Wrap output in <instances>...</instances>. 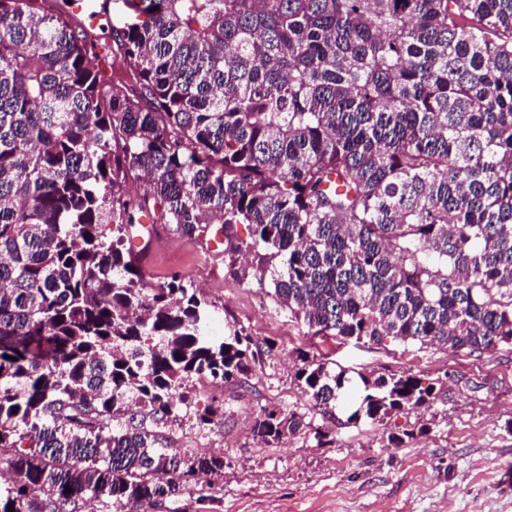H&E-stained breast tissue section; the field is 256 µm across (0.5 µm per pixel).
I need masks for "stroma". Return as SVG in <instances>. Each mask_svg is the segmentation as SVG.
Listing matches in <instances>:
<instances>
[{
	"mask_svg": "<svg viewBox=\"0 0 512 512\" xmlns=\"http://www.w3.org/2000/svg\"><path fill=\"white\" fill-rule=\"evenodd\" d=\"M142 267L145 281L178 275L212 302L209 336L223 338L235 325L275 343L248 382L198 390L201 402L223 409L219 424L183 415L163 428L175 447L224 458L223 475L184 492L179 512H512V481L502 478L512 471L511 345L471 351L390 339L324 342L276 304L270 280H236L223 257L162 224ZM305 351L329 354L354 378L406 373L444 387L430 407L382 423L349 424L341 407L331 419L314 415L333 444L301 435L265 447L252 437L255 418L308 402L296 378ZM394 433L404 435L401 445L390 444Z\"/></svg>",
	"mask_w": 512,
	"mask_h": 512,
	"instance_id": "35a3bbf8",
	"label": "stroma"
}]
</instances>
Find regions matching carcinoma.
I'll return each instance as SVG.
<instances>
[{
	"label": "carcinoma",
	"mask_w": 512,
	"mask_h": 512,
	"mask_svg": "<svg viewBox=\"0 0 512 512\" xmlns=\"http://www.w3.org/2000/svg\"><path fill=\"white\" fill-rule=\"evenodd\" d=\"M37 2L0 0V512L162 505L224 470L158 429L272 345L207 336L176 276L146 287L144 217L223 235L238 280L254 251L310 336L512 345V0H113L130 85ZM297 378L324 414L351 382L316 357ZM361 380L355 424L437 398ZM300 434L332 443L296 408L253 425Z\"/></svg>",
	"instance_id": "carcinoma-1"
}]
</instances>
